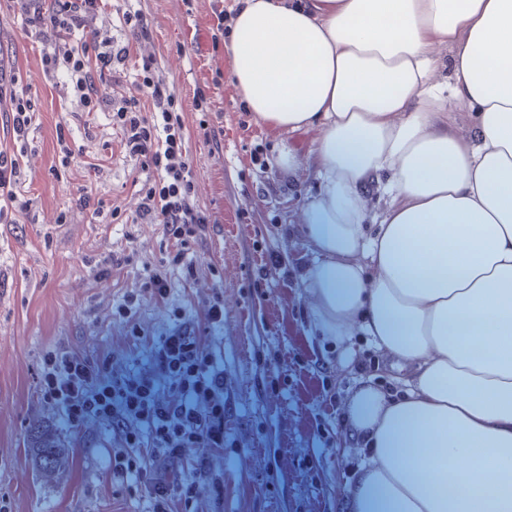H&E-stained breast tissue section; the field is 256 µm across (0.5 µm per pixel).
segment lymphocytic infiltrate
<instances>
[{"label": "lymphocytic infiltrate", "instance_id": "lymphocytic-infiltrate-1", "mask_svg": "<svg viewBox=\"0 0 512 512\" xmlns=\"http://www.w3.org/2000/svg\"><path fill=\"white\" fill-rule=\"evenodd\" d=\"M28 31L43 40L44 75L65 78L67 88L82 112H108L121 132L126 154L139 163L137 217L163 227L174 241L162 265L144 278L140 287L122 294L112 306V320L123 323L125 349L139 347L145 335L138 322L143 299L169 300L171 272L190 280L197 250L220 228L196 198L195 178L188 159V137L178 110V99L161 74L157 58L139 52L150 36L140 0H123L116 14L115 33L97 26L109 0H9ZM137 62L132 72L134 95L113 99L101 93L97 76L120 74L129 57ZM17 74L0 68V113L12 130L11 148H0V223H16L31 202L19 190L21 161L31 148L30 134L39 110L27 91L18 90ZM166 368L178 385L188 384L204 369L198 349L183 337L166 341ZM37 394L45 409L58 413L68 431L77 432L90 421L115 423V400L130 412L157 416L150 432L125 427L120 447L109 459L116 495L148 499L147 512H193L205 488L202 478L167 477L160 468L162 456H184L200 443L217 447L214 432L204 427L202 416L180 403H160L151 385H120L112 381V352L86 355L60 345L45 351L39 363Z\"/></svg>", "mask_w": 512, "mask_h": 512}]
</instances>
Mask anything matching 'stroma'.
Instances as JSON below:
<instances>
[{"label": "stroma", "instance_id": "obj_1", "mask_svg": "<svg viewBox=\"0 0 512 512\" xmlns=\"http://www.w3.org/2000/svg\"><path fill=\"white\" fill-rule=\"evenodd\" d=\"M237 4L141 0L151 30L142 49L156 55L181 103L199 203L222 233L200 251L193 279L172 276L170 302L144 301L139 322L146 340L130 351L117 348L122 328L111 320L112 303L160 265L170 242L157 224H102L79 211L69 223H57L84 186L134 216L138 163L121 149L108 113L72 111L64 86L43 76L40 39L26 32L20 16L0 11V60L21 75L40 112L34 149L22 161L31 210L18 223L0 224V495L12 512H146V502L112 496L106 445L119 443V431L96 423L69 434L59 416L41 406L39 361L60 342L88 354L113 348L117 373L130 384L151 382L162 397L169 385L165 337L181 336L201 348L211 373L224 381L215 412L223 448L194 449L177 465L178 472L206 480L197 512H340L355 446L347 407L363 386L401 384L389 364L372 374L358 369L356 356L371 347L369 337H353L345 347L317 332L304 297L306 274L292 267L295 257L311 253L303 205L317 184L289 178L274 160L284 140L301 160L313 161L318 133L274 131L245 108L230 80V36L220 19ZM200 90L210 111L222 115L223 150L199 132ZM60 122L86 160L105 156L102 173L78 164L56 177ZM255 156L267 160L266 170L252 164ZM114 247L132 255L129 272L97 276L96 265ZM270 248L279 250L281 266L262 277L258 269ZM216 288L224 296V323L199 328ZM175 306L182 310L178 321L171 315ZM327 387L335 393L330 403L322 399ZM42 429L76 458L52 479L33 462Z\"/></svg>", "mask_w": 512, "mask_h": 512}]
</instances>
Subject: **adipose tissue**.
<instances>
[{
	"label": "adipose tissue",
	"mask_w": 512,
	"mask_h": 512,
	"mask_svg": "<svg viewBox=\"0 0 512 512\" xmlns=\"http://www.w3.org/2000/svg\"><path fill=\"white\" fill-rule=\"evenodd\" d=\"M230 28L255 120L319 133L314 319L372 336L411 388L348 409L374 457L346 512H512V0H241Z\"/></svg>",
	"instance_id": "1"
}]
</instances>
